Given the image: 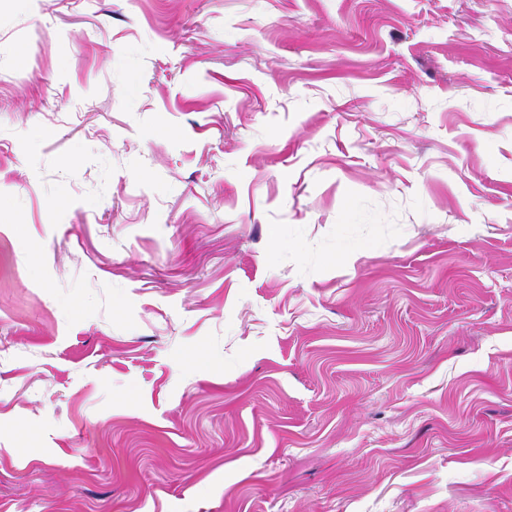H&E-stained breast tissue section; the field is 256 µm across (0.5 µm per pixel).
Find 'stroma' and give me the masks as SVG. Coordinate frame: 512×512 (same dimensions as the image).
<instances>
[{"mask_svg": "<svg viewBox=\"0 0 512 512\" xmlns=\"http://www.w3.org/2000/svg\"><path fill=\"white\" fill-rule=\"evenodd\" d=\"M0 512H512V0H0Z\"/></svg>", "mask_w": 512, "mask_h": 512, "instance_id": "obj_1", "label": "stroma"}]
</instances>
